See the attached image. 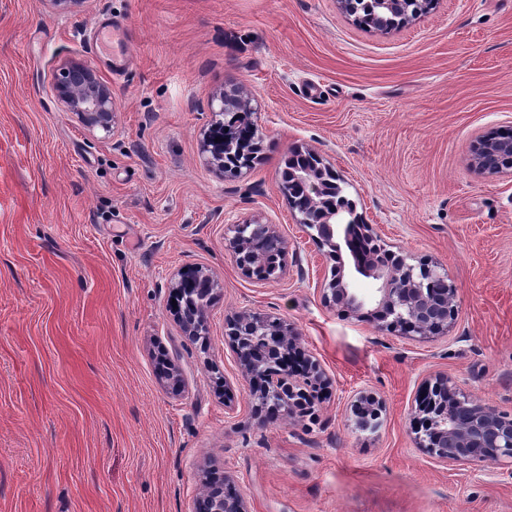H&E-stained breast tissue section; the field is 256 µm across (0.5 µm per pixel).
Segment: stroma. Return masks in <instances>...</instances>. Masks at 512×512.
Masks as SVG:
<instances>
[{
  "instance_id": "35a3bbf8",
  "label": "stroma",
  "mask_w": 512,
  "mask_h": 512,
  "mask_svg": "<svg viewBox=\"0 0 512 512\" xmlns=\"http://www.w3.org/2000/svg\"><path fill=\"white\" fill-rule=\"evenodd\" d=\"M70 57L111 85V134L54 98ZM221 91L250 98L263 138L235 176L201 149ZM511 128L512 0H435L390 31L339 0H0V512H194L206 470L249 512H512V463L439 462L412 429L438 378L512 416V173L470 165ZM295 148L333 167L386 250L447 273V334L326 303L331 263L281 188ZM254 221L288 243L267 279L225 247ZM188 267L218 283L204 345L169 307ZM244 311L318 361L311 414H255L226 338ZM361 391L376 430L356 425ZM353 406L358 427L363 429L373 428L375 425L372 424L365 414L370 411L378 417L379 407L382 406L381 401L374 394L360 392Z\"/></svg>"
}]
</instances>
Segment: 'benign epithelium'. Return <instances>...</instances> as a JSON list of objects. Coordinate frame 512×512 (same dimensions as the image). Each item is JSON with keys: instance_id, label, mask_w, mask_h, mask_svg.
Masks as SVG:
<instances>
[{"instance_id": "benign-epithelium-1", "label": "benign epithelium", "mask_w": 512, "mask_h": 512, "mask_svg": "<svg viewBox=\"0 0 512 512\" xmlns=\"http://www.w3.org/2000/svg\"><path fill=\"white\" fill-rule=\"evenodd\" d=\"M44 2L50 11L66 13L83 9L89 0ZM52 87L63 111L74 114L84 128L112 132L115 100L111 86L97 67L82 59H66L59 65ZM203 151L208 163L221 172L226 157L244 154L235 132L222 120L212 122L206 131ZM295 178L307 183L309 198L321 194L320 169L307 168L295 174ZM299 214V224L318 250L326 251L331 258L339 254L340 241L348 238L349 225L336 223L335 215L313 205ZM228 249L246 274L269 277L265 252L252 238L250 225H237ZM434 281L445 287L441 307L427 295L426 288ZM198 292L200 289L187 270L180 271L172 287V298L177 302L175 312L183 333L191 341L207 335L205 308L190 312L182 304V299ZM323 294L327 303L359 318H368L383 331L419 340L447 332L457 313L456 288L448 282V275L425 264L416 267L403 255L394 256L386 264L369 259L347 271L338 266L324 283ZM227 327L226 336L259 407L306 412L325 379L317 362L297 347L292 329L250 312L235 315L228 320ZM161 362L167 385L175 392L182 391L181 369L165 355ZM381 406L375 395L359 393L354 402L356 424L363 429L374 427L366 413L377 416ZM418 411L422 413L416 420L419 444L431 457L445 463L470 465L512 459V418L477 403L465 391L448 386V380L440 379L419 393ZM196 501L207 502L209 512H249L228 480L212 476L203 481Z\"/></svg>"}]
</instances>
